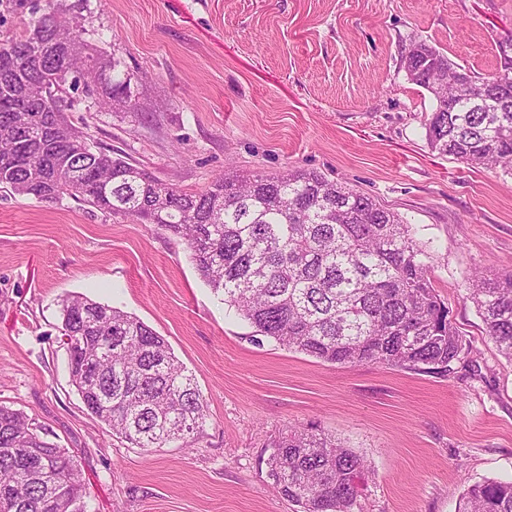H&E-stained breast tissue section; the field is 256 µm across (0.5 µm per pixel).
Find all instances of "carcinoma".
I'll return each mask as SVG.
<instances>
[{
	"label": "carcinoma",
	"instance_id": "1",
	"mask_svg": "<svg viewBox=\"0 0 512 512\" xmlns=\"http://www.w3.org/2000/svg\"><path fill=\"white\" fill-rule=\"evenodd\" d=\"M35 17L0 40V188L46 203L69 198L178 238L200 278L255 333L344 366L378 364L448 376L469 367L412 225L373 197L308 169H227L201 193L157 179L75 125L67 89L108 91L133 110L118 62L85 51V19L63 0H31ZM502 68L479 76L425 40L401 56L407 79L435 100L426 135L439 154L512 174V41ZM497 112L479 104L493 91ZM164 196L165 208L153 207ZM467 298L485 335L512 359V271L475 272ZM70 382L86 410L138 448L188 447L205 432L207 405L166 339L138 317L82 293L60 300ZM266 465L300 512H355L370 470L353 449L317 429L272 440ZM0 512H88L77 452L0 403ZM458 512H512V481L472 485Z\"/></svg>",
	"mask_w": 512,
	"mask_h": 512
}]
</instances>
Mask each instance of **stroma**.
<instances>
[{
  "label": "stroma",
  "mask_w": 512,
  "mask_h": 512,
  "mask_svg": "<svg viewBox=\"0 0 512 512\" xmlns=\"http://www.w3.org/2000/svg\"><path fill=\"white\" fill-rule=\"evenodd\" d=\"M85 41L119 61L136 110L76 92L73 123L166 183L205 191L224 169L315 170L369 194L428 247L473 366L442 377L342 367L255 341L152 224L0 190V402L79 450L90 512H298L273 487L270 443L315 426L372 473L362 512H458L469 486L512 480V361L485 336L466 280L512 271V175L434 151L431 95L400 67L426 40L472 71L500 66L512 0H66ZM163 336L207 402L192 447L113 438L69 382L65 294Z\"/></svg>",
  "instance_id": "1"
}]
</instances>
